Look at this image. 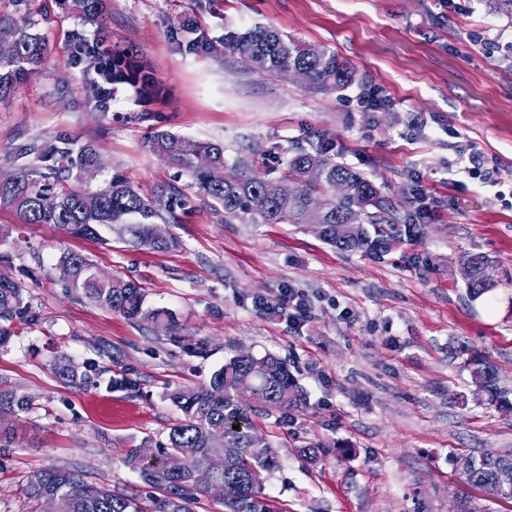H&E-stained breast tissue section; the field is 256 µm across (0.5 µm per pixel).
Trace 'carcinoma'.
I'll list each match as a JSON object with an SVG mask.
<instances>
[{
	"label": "carcinoma",
	"mask_w": 512,
	"mask_h": 512,
	"mask_svg": "<svg viewBox=\"0 0 512 512\" xmlns=\"http://www.w3.org/2000/svg\"><path fill=\"white\" fill-rule=\"evenodd\" d=\"M72 13L90 21L106 11L108 0H64ZM179 28L195 34L186 50L217 55L228 50L245 58L261 72L286 73L298 70L307 82L322 90H344L351 86L356 71L347 61L325 47L306 44L279 32L256 26L240 35L217 41L195 28L190 17L179 21ZM13 45L12 53L0 55V101L10 97L20 85L44 64L49 45L8 13L0 12V41ZM151 149L168 163L187 172L194 187L213 210L224 211V222L250 224L321 225L320 237L340 252H359L365 256L388 252L402 235L414 236L419 225L396 224L387 213L374 183L362 173L329 155L319 147L313 153L299 152L288 162V181L295 184L291 195H283V182L258 173H242L227 168L224 146L210 141H194L168 133L150 139ZM31 161L14 165V180L0 184V209L11 211L21 224H51L61 231L84 239L99 238V228L125 224L136 241L156 251L176 250L179 239L169 234L154 236L153 225L173 224L176 210L187 197L179 186L166 183L154 195L168 199L165 212L151 206V199L119 172H111L101 185L89 187L84 171L100 158L93 145L65 142L34 150ZM314 168L319 180L310 183L306 171ZM345 182L350 192L338 198L332 186ZM356 217L349 238L336 234V225ZM463 275L468 291L477 299L498 286L493 261L481 253L464 256ZM59 275L84 292L95 305L130 320L150 319L159 324L168 318L163 310L144 308L145 293L136 284L122 279L98 277L94 266L83 256L70 253L58 263ZM21 285L16 281L0 283V345H6L14 330L11 323L22 312ZM472 382L477 392L485 393L501 407L511 408L508 391L498 386L497 372L484 361L472 362ZM54 371L75 383L79 368L70 359L57 358ZM246 379L254 389L255 403L241 402L235 385ZM164 397L182 413V419L169 429L168 442L160 457L144 456L133 448L123 457V465L141 481L163 490L160 497L145 503L140 496L96 485L77 470L38 469L29 472L22 487L28 502L40 504L48 496L56 497L60 512H194L192 504L203 496L223 506V512H273L263 492L268 476L277 468L271 446L257 445L255 419L274 412L285 420L303 404L305 397L287 364L272 354L257 357L242 352L215 371L201 386L169 387ZM32 399L25 393L0 387V440L8 438L13 424L28 412ZM239 426L235 430L232 425ZM186 457L187 465L179 473L165 468L172 455ZM453 462L465 483L478 487L489 502L512 500V451L487 459L460 454ZM231 494L224 496V485Z\"/></svg>",
	"instance_id": "carcinoma-1"
}]
</instances>
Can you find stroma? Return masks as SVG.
I'll return each mask as SVG.
<instances>
[{
  "label": "stroma",
  "instance_id": "obj_1",
  "mask_svg": "<svg viewBox=\"0 0 512 512\" xmlns=\"http://www.w3.org/2000/svg\"><path fill=\"white\" fill-rule=\"evenodd\" d=\"M0 11L31 21L51 48L0 101V172L30 147L77 139L149 195L189 182L152 152L158 132L223 144L228 166L271 179L323 138L399 219L428 210L417 238L378 257L338 252L294 224L225 223L197 196L168 227L182 243L173 252L106 228L98 240L73 238L0 210L12 228L0 274L22 284L25 305L0 347V385L34 399L12 446L0 447V512H31L24 480L49 466L149 497L123 455L159 453L181 417L166 389L208 381L241 351L287 358L306 397L289 420L258 422L278 459L264 492L279 512H449L457 495L480 497L453 456L512 450V412L476 393L469 368L482 359L512 390V16L498 0H108L95 23L62 0H0ZM184 15L214 39L265 25L326 46L356 81L320 91L237 55L187 52L176 28ZM79 35L133 54L159 95L145 103L123 84L110 111H98L94 76L71 56ZM371 89L387 108L362 103ZM475 154L484 159L476 175ZM70 252L101 276L140 284L171 326L90 302L56 269ZM468 253L489 256L499 282L476 300L460 271ZM288 287L309 301L298 329L276 310ZM63 353L92 362L80 384L55 375ZM119 371L138 390L109 388ZM310 446L321 449L317 462L300 454Z\"/></svg>",
  "mask_w": 512,
  "mask_h": 512
}]
</instances>
